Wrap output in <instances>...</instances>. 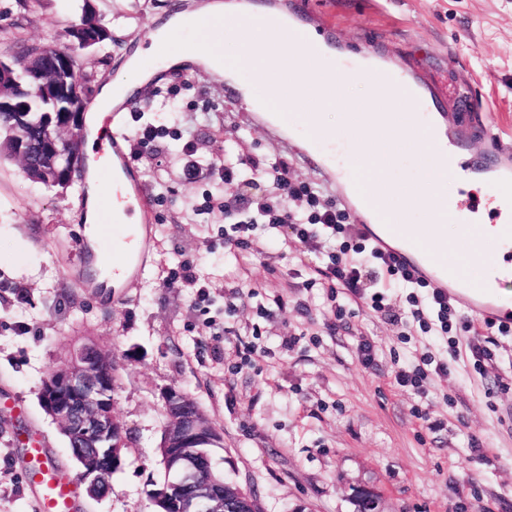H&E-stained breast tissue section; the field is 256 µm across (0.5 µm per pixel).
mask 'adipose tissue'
<instances>
[{
    "instance_id": "1",
    "label": "adipose tissue",
    "mask_w": 512,
    "mask_h": 512,
    "mask_svg": "<svg viewBox=\"0 0 512 512\" xmlns=\"http://www.w3.org/2000/svg\"><path fill=\"white\" fill-rule=\"evenodd\" d=\"M242 9L236 0H205L197 10L172 13L167 20L149 29L145 45L134 49L133 60L123 63V74L131 75L132 86L146 83L154 74L153 69L142 67L141 62L152 50L165 45L170 30L187 23L201 27L227 18L225 43L233 47L237 60L275 76L283 92L295 94L297 102L308 104L313 121L326 133L328 147H335L337 133H345L361 147L367 173L376 178V187L395 211L418 208L432 211L447 207L448 154L447 139L428 142L427 133L420 129L414 115L408 114V102L399 98L392 88L383 87L381 81L370 72L360 69L348 72L345 80L359 84L357 96L340 97L334 74L325 72L306 55L303 45L275 39L259 27L243 26L239 17ZM165 68L180 69L188 63L204 66L219 77H232L233 65L224 61L221 50L204 44H196L188 50H172L163 58ZM121 89L114 81L105 82L88 108L87 163L96 167V144L108 126L113 106L120 102ZM417 136L427 142L429 157L426 190L384 178L383 173L397 162L402 143L408 136Z\"/></svg>"
}]
</instances>
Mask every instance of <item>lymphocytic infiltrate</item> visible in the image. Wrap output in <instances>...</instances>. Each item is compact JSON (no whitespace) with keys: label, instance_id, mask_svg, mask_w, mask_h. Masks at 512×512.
Returning <instances> with one entry per match:
<instances>
[{"label":"lymphocytic infiltrate","instance_id":"1","mask_svg":"<svg viewBox=\"0 0 512 512\" xmlns=\"http://www.w3.org/2000/svg\"><path fill=\"white\" fill-rule=\"evenodd\" d=\"M211 173L223 181L226 193L221 197H207L202 211H218L231 218L230 231L224 241L234 250L251 252V232L255 224L274 228H290L295 241L315 250L325 251L328 261L316 273L329 282L331 288L345 290L352 298L365 296L367 279L378 276L387 282H402L420 288L424 279L415 277L391 255L380 249H367L360 241L361 234L348 222L346 209L328 202L320 191L299 183L290 172L287 162H280L273 171L253 169L252 182L271 180L276 193L272 196L246 197L239 188L243 179L239 169L229 164L213 162ZM369 251L371 264L350 258V251Z\"/></svg>","mask_w":512,"mask_h":512}]
</instances>
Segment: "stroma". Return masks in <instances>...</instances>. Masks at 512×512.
Instances as JSON below:
<instances>
[{"label":"stroma","instance_id":"obj_1","mask_svg":"<svg viewBox=\"0 0 512 512\" xmlns=\"http://www.w3.org/2000/svg\"><path fill=\"white\" fill-rule=\"evenodd\" d=\"M184 0H0V58L33 44H63L83 7L111 39L76 51L91 88L115 79L132 41ZM286 6L331 40L336 53L374 52L433 86L431 111L464 129L459 160L496 159V138L512 137V0H258ZM142 123L169 134L140 160L152 210L146 266L106 288L83 244L78 205L85 175L68 188L30 180L0 158V512H33L29 441L50 448L57 468L78 476L60 423L40 396L48 375L91 342L114 356L112 413L127 434L112 489L79 512H153L166 421L163 395L187 392L223 436L215 465L254 495L261 512H355L354 487L376 491L384 512H512V335L489 329L495 360L475 366L470 314L456 305L447 337L423 332L404 288L385 289L388 314L332 294L312 278L321 253L282 246L256 225L250 265L224 246V216L197 213L221 195L210 174L182 177L181 133L194 132L206 159H287L296 180L324 183L302 148L257 122L236 94L203 71L168 70L126 104ZM191 260L206 301L181 277ZM284 307H276L274 297ZM375 347L363 366L360 340ZM256 349L241 360L245 346ZM447 360L426 395L395 384L402 366ZM443 421L428 429L423 415ZM478 438L485 459L472 457Z\"/></svg>","mask_w":512,"mask_h":512}]
</instances>
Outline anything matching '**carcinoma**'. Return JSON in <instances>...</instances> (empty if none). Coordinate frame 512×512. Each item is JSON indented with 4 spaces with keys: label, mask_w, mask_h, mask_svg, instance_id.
<instances>
[{
    "label": "carcinoma",
    "mask_w": 512,
    "mask_h": 512,
    "mask_svg": "<svg viewBox=\"0 0 512 512\" xmlns=\"http://www.w3.org/2000/svg\"><path fill=\"white\" fill-rule=\"evenodd\" d=\"M75 26L87 36L76 48L88 52L103 47L110 34L95 16L83 14ZM62 51L69 53V91L79 93L85 99L88 89L81 86L76 70L72 48L67 45H35L4 62L9 76L0 79V100H7L22 109L16 114L10 109L0 110V157L17 159L28 178L50 186L66 187V171L70 166V156L78 144L70 138L68 126L73 118V105L70 97L52 90L55 86L56 55ZM56 134L51 158L44 154L46 129ZM69 445L74 457L93 454L97 456L100 468L113 474L122 468L125 461L126 443L117 449L112 442H106L99 449L86 448L77 437H72Z\"/></svg>",
    "instance_id": "1"
}]
</instances>
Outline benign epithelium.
Here are the masks:
<instances>
[{
  "label": "benign epithelium",
  "instance_id": "benign-epithelium-1",
  "mask_svg": "<svg viewBox=\"0 0 512 512\" xmlns=\"http://www.w3.org/2000/svg\"><path fill=\"white\" fill-rule=\"evenodd\" d=\"M116 367L111 355L93 343L79 347L72 355L67 368L53 372L42 388L43 404L48 414L64 429L78 425L92 441L106 436L110 427L120 422L105 409L101 383L105 375ZM191 396L180 389H171L164 396L166 423L162 429L161 453L167 460L169 484L199 483L196 456L200 444L218 434L200 407L191 416H182L183 407ZM87 469L81 484L89 496L104 477L95 472L96 463L86 459ZM156 512H259L256 500L237 484H208V491L187 501H171L166 492L152 499ZM356 512H384L380 497L365 487L355 489Z\"/></svg>",
  "mask_w": 512,
  "mask_h": 512
}]
</instances>
